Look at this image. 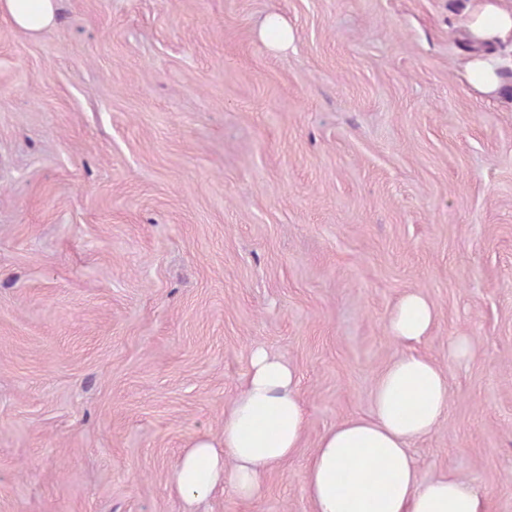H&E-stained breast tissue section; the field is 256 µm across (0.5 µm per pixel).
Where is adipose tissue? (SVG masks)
<instances>
[{
  "label": "adipose tissue",
  "instance_id": "obj_1",
  "mask_svg": "<svg viewBox=\"0 0 512 512\" xmlns=\"http://www.w3.org/2000/svg\"><path fill=\"white\" fill-rule=\"evenodd\" d=\"M60 0H0V15L16 27L39 32L59 17ZM461 37L470 47L466 68L484 95L512 104V11L497 0H466ZM435 319L433 306L409 293L387 323L391 339L410 351L376 379L369 416L342 420L318 439L304 475L312 512H484L479 493L449 473L426 479L410 447L442 423L448 408V377L430 358L413 352ZM306 430V413L294 370L264 350H254L250 369L224 411L219 440H196L180 457L173 482L195 503L217 488L239 498L262 495L263 475L292 457Z\"/></svg>",
  "mask_w": 512,
  "mask_h": 512
}]
</instances>
